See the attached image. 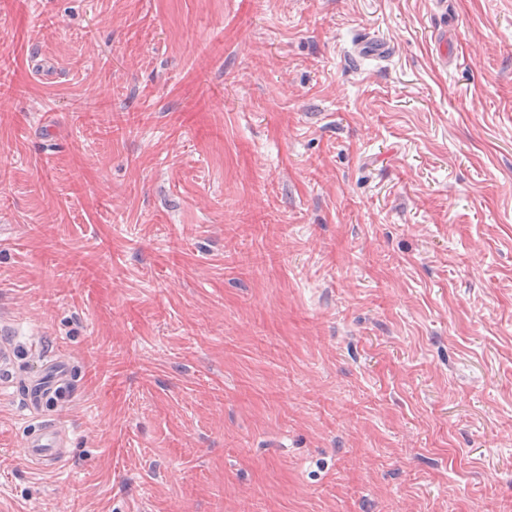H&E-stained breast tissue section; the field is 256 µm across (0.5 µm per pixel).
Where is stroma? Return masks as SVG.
I'll return each mask as SVG.
<instances>
[{
  "label": "stroma",
  "mask_w": 512,
  "mask_h": 512,
  "mask_svg": "<svg viewBox=\"0 0 512 512\" xmlns=\"http://www.w3.org/2000/svg\"><path fill=\"white\" fill-rule=\"evenodd\" d=\"M0 333V512H512V0H0ZM14 360L11 347L1 337L0 384L15 388L22 409L35 422L23 443L24 457L39 470H57L68 456V429L47 410L51 400L68 390L70 368L66 360L49 357L38 374L21 377L13 371Z\"/></svg>",
  "instance_id": "stroma-1"
}]
</instances>
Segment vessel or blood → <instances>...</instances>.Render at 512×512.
<instances>
[{"mask_svg": "<svg viewBox=\"0 0 512 512\" xmlns=\"http://www.w3.org/2000/svg\"><path fill=\"white\" fill-rule=\"evenodd\" d=\"M14 360L11 347L1 341L0 384L15 388L23 410L34 422L23 443L24 457L37 469H59L68 456V429L63 421L49 415L48 405L70 386L68 363L51 357L44 362L38 374L23 377L14 372Z\"/></svg>", "mask_w": 512, "mask_h": 512, "instance_id": "obj_1", "label": "vessel or blood"}]
</instances>
